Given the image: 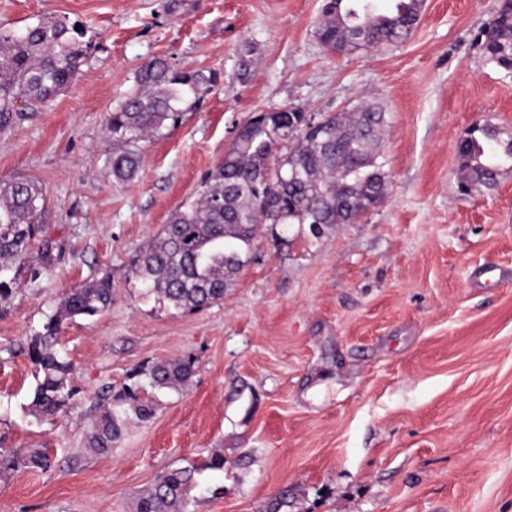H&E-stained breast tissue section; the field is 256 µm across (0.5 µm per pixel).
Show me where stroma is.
Returning a JSON list of instances; mask_svg holds the SVG:
<instances>
[{
    "label": "stroma",
    "mask_w": 512,
    "mask_h": 512,
    "mask_svg": "<svg viewBox=\"0 0 512 512\" xmlns=\"http://www.w3.org/2000/svg\"><path fill=\"white\" fill-rule=\"evenodd\" d=\"M503 2L426 0L404 43L336 54L316 33L323 0H0L1 31L76 22L95 43L68 89L0 136V180H35L49 200L0 301V448L52 459L0 480V512H134L159 473L190 464V512H264L284 488L288 512H512V280L470 285L480 266L512 268V167L464 195L457 152L474 124L512 129V74L479 42ZM157 57L221 81L139 143L140 171L120 184L108 119ZM365 97L388 113L377 208L316 236L260 225L207 307L145 297L133 255L202 192L247 119ZM106 275L109 309L61 333L70 403L34 416L30 336L70 288ZM188 356V386L152 387L153 364ZM106 409L123 429L96 454ZM218 448L223 469L205 468Z\"/></svg>",
    "instance_id": "stroma-1"
}]
</instances>
